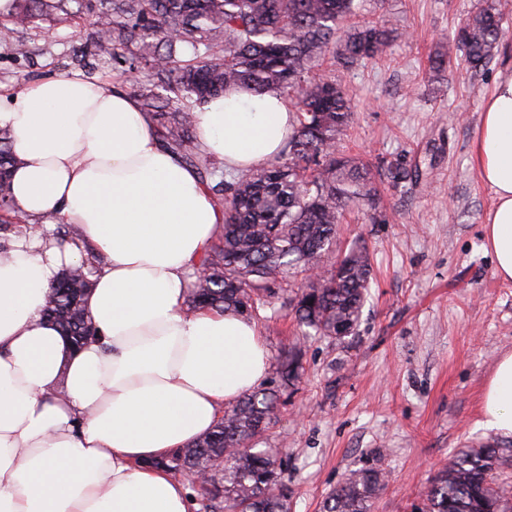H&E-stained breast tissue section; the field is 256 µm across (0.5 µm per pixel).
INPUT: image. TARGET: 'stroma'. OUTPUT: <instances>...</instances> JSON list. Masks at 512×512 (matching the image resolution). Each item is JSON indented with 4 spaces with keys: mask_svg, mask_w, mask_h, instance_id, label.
<instances>
[{
    "mask_svg": "<svg viewBox=\"0 0 512 512\" xmlns=\"http://www.w3.org/2000/svg\"><path fill=\"white\" fill-rule=\"evenodd\" d=\"M486 0H364L354 24L392 31L389 54L337 69L353 103L343 146L370 167L401 163L411 180H376L386 212H345L337 246L366 244L373 280L356 333L336 342L294 333L285 298L257 319L268 355L263 387L278 385L281 359L301 369L266 432L282 451L291 512H321L350 471L374 468L384 486L374 512H420L433 476L461 448L490 437L482 392L512 351V281L495 274L482 224L494 193L473 162L485 102L512 75V42L487 67L462 58L435 71L455 29ZM91 19L32 32L33 55L0 45V91L83 72Z\"/></svg>",
    "mask_w": 512,
    "mask_h": 512,
    "instance_id": "obj_1",
    "label": "stroma"
}]
</instances>
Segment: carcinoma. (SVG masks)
I'll list each match as a JSON object with an SVG mask.
<instances>
[{"label": "carcinoma", "instance_id": "1", "mask_svg": "<svg viewBox=\"0 0 512 512\" xmlns=\"http://www.w3.org/2000/svg\"><path fill=\"white\" fill-rule=\"evenodd\" d=\"M358 0H14L0 17V40L19 56L32 52L24 33L94 17L90 56L110 59L133 82L164 145L196 168L224 224L199 267L209 276L187 295L188 310L215 308L248 319L288 292L274 284L299 271L318 275L288 298L301 335L343 341L355 333L372 280L365 245L334 253L338 224L350 206L380 210L371 169L340 154L352 119L351 99L329 65L350 69L387 55L388 30L354 26ZM512 40L494 4L459 27L452 48L474 69L486 67ZM230 89L288 101L291 130L279 156L256 168L227 172L193 135V112ZM18 163L12 136L0 128V222L19 224L10 183ZM91 268L62 274L44 316L79 349L96 336L84 302ZM278 396L253 390L224 409V419L193 446L155 465L172 477L208 470L203 512H288L280 448H261ZM512 466V448L485 441L457 451L433 477L424 512H512V487L495 482ZM380 473L353 470L332 489L323 512H373Z\"/></svg>", "mask_w": 512, "mask_h": 512}]
</instances>
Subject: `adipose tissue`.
<instances>
[{
	"label": "adipose tissue",
	"instance_id": "adipose-tissue-1",
	"mask_svg": "<svg viewBox=\"0 0 512 512\" xmlns=\"http://www.w3.org/2000/svg\"><path fill=\"white\" fill-rule=\"evenodd\" d=\"M288 103L231 91L195 113L225 166L273 159ZM27 216L0 261V512H189L182 482L152 460L191 445L222 407L263 381L252 320L188 311L186 294L224 222L195 169L165 149L136 97L77 75L0 93ZM474 161L495 194L484 238L512 280V76L485 103ZM78 225L89 252L49 236ZM104 257L87 310L99 338L75 351L43 310L62 269ZM482 424L512 434V352L483 392Z\"/></svg>",
	"mask_w": 512,
	"mask_h": 512
}]
</instances>
